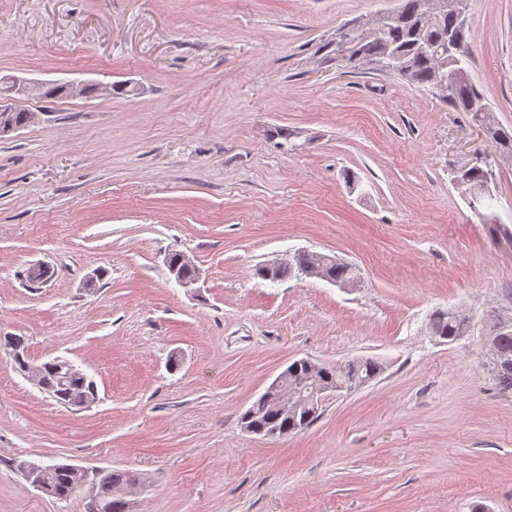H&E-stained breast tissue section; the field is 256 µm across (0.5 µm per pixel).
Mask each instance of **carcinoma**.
I'll use <instances>...</instances> for the list:
<instances>
[{"label":"carcinoma","instance_id":"1","mask_svg":"<svg viewBox=\"0 0 512 512\" xmlns=\"http://www.w3.org/2000/svg\"><path fill=\"white\" fill-rule=\"evenodd\" d=\"M421 0H404V4L396 13V19L382 29L379 35L369 41L360 35L352 36L348 46H341L336 39V54L340 55L347 66L359 69L366 64H373L379 70L391 72L412 86L428 91L441 75L448 73V35L457 34L466 48L456 62L464 74L448 84V88L439 97L457 112H467L473 119L480 122L495 143L499 153L512 156V132L496 124L490 108L477 112L473 103L482 97V93L472 83L466 71L470 55L468 51V34L465 14L469 0H460L452 9L435 18L423 15ZM16 90L13 84L0 77V125L7 123L16 129L29 123V112L17 109L9 104ZM311 268V254L303 252L297 255L294 262L267 271L261 266L256 275L272 282L285 277L306 276ZM322 277L335 282L346 283L356 278V268L349 263L329 261L318 266ZM53 276L50 267L33 265L29 267L24 279L31 285L45 282ZM470 318L458 311L438 312L431 317L432 334L449 343L467 334L470 330ZM485 342L494 347L489 353L488 372L496 387L503 393L512 394V328L505 329L498 322L497 313H492L483 331ZM381 371V365L372 358H361L348 361L342 365L323 366L319 374V382L323 385H334L344 382L366 383L375 378ZM43 392L65 406H77L83 396L95 395L97 391L93 380L82 377V372L66 375L59 370L55 361L43 366L41 373ZM267 436H284L300 431L314 422L302 416L295 420L279 416L272 402L258 398L247 409ZM126 473L107 472L100 477L98 485L91 490V497L96 504V512H125V502L118 495V486L122 484ZM43 479L49 485V494L58 499L71 497L74 476L70 465L55 464L43 472Z\"/></svg>","mask_w":512,"mask_h":512}]
</instances>
